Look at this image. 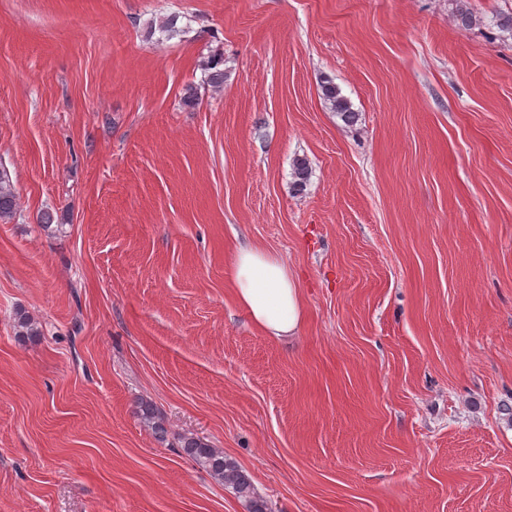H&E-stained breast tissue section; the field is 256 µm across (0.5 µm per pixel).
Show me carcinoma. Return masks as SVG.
<instances>
[{
	"mask_svg": "<svg viewBox=\"0 0 512 512\" xmlns=\"http://www.w3.org/2000/svg\"><path fill=\"white\" fill-rule=\"evenodd\" d=\"M224 57L212 55L202 62V69L207 73L206 82L215 91L224 89ZM322 96L329 108L339 114L347 124L355 122L356 113L352 111L347 98L339 88L327 83L322 86ZM294 186L302 189L309 179V163L305 158H298L293 164ZM16 207V193L7 174L0 172V220L10 219ZM18 335L34 340L40 336L37 323L29 316L20 314L17 317ZM136 414L141 423L153 432L164 435L165 428L155 406L147 401L138 402ZM178 447L189 456L198 467L208 472L214 478L224 482V486L240 498L244 499L249 512H268L265 500L256 495L250 477L245 474L224 452L211 446L202 439L193 436L178 438Z\"/></svg>",
	"mask_w": 512,
	"mask_h": 512,
	"instance_id": "cac0c4a2",
	"label": "carcinoma"
}]
</instances>
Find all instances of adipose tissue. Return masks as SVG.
<instances>
[{"label": "adipose tissue", "mask_w": 512, "mask_h": 512, "mask_svg": "<svg viewBox=\"0 0 512 512\" xmlns=\"http://www.w3.org/2000/svg\"><path fill=\"white\" fill-rule=\"evenodd\" d=\"M237 303L265 335L294 338L304 321V302L295 273L286 260L260 246L239 247L229 268Z\"/></svg>", "instance_id": "1"}]
</instances>
